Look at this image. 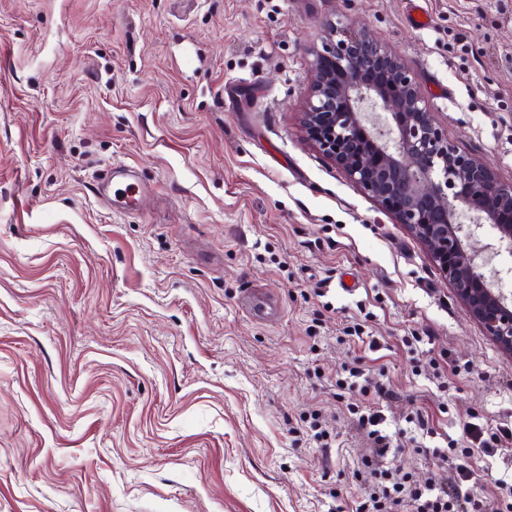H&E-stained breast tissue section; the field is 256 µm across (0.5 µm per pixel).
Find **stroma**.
Returning a JSON list of instances; mask_svg holds the SVG:
<instances>
[{
    "instance_id": "1",
    "label": "stroma",
    "mask_w": 512,
    "mask_h": 512,
    "mask_svg": "<svg viewBox=\"0 0 512 512\" xmlns=\"http://www.w3.org/2000/svg\"><path fill=\"white\" fill-rule=\"evenodd\" d=\"M422 6L0 0V512H355L369 405L384 466L422 482L452 447L507 512L512 442L475 434L512 430V356L302 128L325 25L365 28L512 182V0ZM120 162L138 208L99 194ZM343 372L347 373V376L341 378L339 384H346L349 389L360 387L361 391H368L373 386L377 393H381L386 388L381 379L377 378L375 373H371L370 370L366 372L360 367H351L344 369ZM386 391L389 392L388 389Z\"/></svg>"
}]
</instances>
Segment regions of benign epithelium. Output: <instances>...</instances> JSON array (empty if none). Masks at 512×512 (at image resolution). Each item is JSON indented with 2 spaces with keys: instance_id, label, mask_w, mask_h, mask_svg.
I'll list each match as a JSON object with an SVG mask.
<instances>
[{
  "instance_id": "1",
  "label": "benign epithelium",
  "mask_w": 512,
  "mask_h": 512,
  "mask_svg": "<svg viewBox=\"0 0 512 512\" xmlns=\"http://www.w3.org/2000/svg\"><path fill=\"white\" fill-rule=\"evenodd\" d=\"M303 106L307 138L426 248L470 316L512 356V298L471 249L489 224L512 254V184L448 143L407 64L368 30L328 23ZM366 71L381 74L367 83Z\"/></svg>"
}]
</instances>
